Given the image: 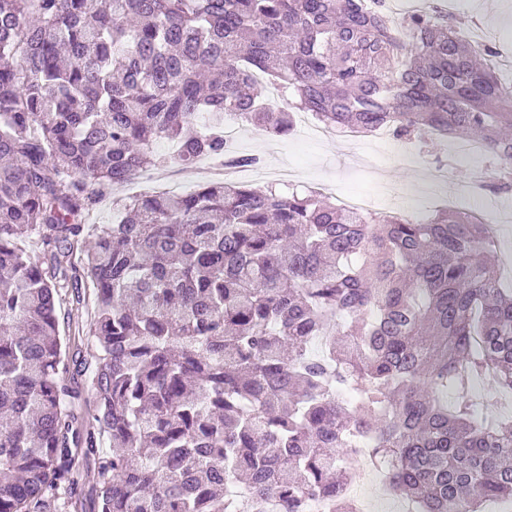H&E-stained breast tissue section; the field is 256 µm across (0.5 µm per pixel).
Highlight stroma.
Wrapping results in <instances>:
<instances>
[{
	"label": "stroma",
	"instance_id": "35a3bbf8",
	"mask_svg": "<svg viewBox=\"0 0 512 512\" xmlns=\"http://www.w3.org/2000/svg\"><path fill=\"white\" fill-rule=\"evenodd\" d=\"M423 12L446 15L460 26L461 34L471 43L490 45L499 52L512 53V0H421ZM449 139L431 137L424 144L414 143L417 160L403 161L395 146L357 137L344 142L321 133L292 132L273 137L261 127L241 123L240 138L234 153L263 158L262 169H245L238 176L241 183L256 187H276L282 191H304L331 184L337 193H371L377 195L379 212L412 213L424 219L442 207L477 206L485 216L495 215L499 207L512 209V192L491 191L499 179L496 160L484 158L489 187L480 200L465 198L468 182L466 168L457 166L448 155ZM448 169L446 187L428 183L429 169ZM211 176L205 165L185 169L171 164L147 168L122 188L125 197L152 192L185 194L193 192ZM80 253H73L72 266L66 274L69 288L63 293L59 311L62 329L71 338L70 353L76 360L91 361L95 352L90 329L95 318V299L80 265ZM94 462L77 465L74 481L62 484L49 508L51 512H97L94 490L98 484Z\"/></svg>",
	"mask_w": 512,
	"mask_h": 512
}]
</instances>
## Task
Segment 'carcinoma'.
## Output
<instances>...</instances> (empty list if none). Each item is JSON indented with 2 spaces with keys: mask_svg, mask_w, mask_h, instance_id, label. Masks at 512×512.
I'll return each mask as SVG.
<instances>
[{
  "mask_svg": "<svg viewBox=\"0 0 512 512\" xmlns=\"http://www.w3.org/2000/svg\"><path fill=\"white\" fill-rule=\"evenodd\" d=\"M496 57L446 15L396 29L384 0H0V512H39L91 457L98 512H307L313 496L357 512L353 448L418 512L512 498V420L468 395L475 378L512 393V288L474 209L416 222L225 181L112 201L120 220L82 256L91 424L58 317L104 189L170 160L260 163L225 144L228 112L276 136L305 111L474 138L512 187ZM160 138L172 157L152 153ZM80 374L76 372L75 366L71 364L70 372L66 375V383L74 390L80 392L78 399L75 400L77 412L87 422H92V415L95 413V404L91 396L83 389L84 376Z\"/></svg>",
  "mask_w": 512,
  "mask_h": 512,
  "instance_id": "cac0c4a2",
  "label": "carcinoma"
}]
</instances>
